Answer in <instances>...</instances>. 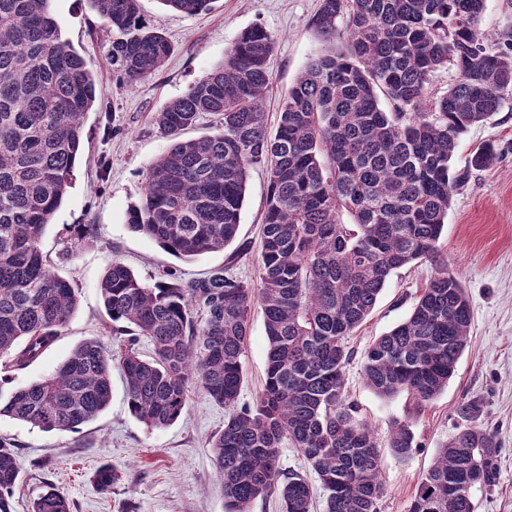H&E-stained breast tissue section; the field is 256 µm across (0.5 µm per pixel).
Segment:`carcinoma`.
Here are the masks:
<instances>
[{
  "instance_id": "carcinoma-1",
  "label": "carcinoma",
  "mask_w": 512,
  "mask_h": 512,
  "mask_svg": "<svg viewBox=\"0 0 512 512\" xmlns=\"http://www.w3.org/2000/svg\"><path fill=\"white\" fill-rule=\"evenodd\" d=\"M162 2L193 16L215 0ZM87 3L112 34L107 58L119 84L155 75L172 46L148 25L139 0ZM485 7L486 0H322L313 27L323 48L288 89L273 134L262 99L275 39L260 25L244 30L221 67L157 113L171 145L148 167L128 223L181 260L222 250L236 238L249 171L262 167L258 282L219 268L186 283L168 271L147 285L115 260L101 300L112 331L125 325L128 335L110 345L87 339L51 376L7 389L9 373L39 361L78 305L71 282L46 263L41 240L71 187L84 118L103 89L62 39L50 0H0V418L77 432L109 405L116 364L128 409L147 427L176 422L194 388L224 408V429L209 444L225 512H250L272 495L282 512H311L308 480L281 469L286 445L302 451L320 481L325 512H378L380 448L345 395V339L395 270L429 261L437 272L408 317L367 348L365 382L383 398L431 401L469 344L468 295L441 262L438 242L470 172L497 158L494 145H480L454 170L461 136L512 95V25L496 47L485 44ZM341 17L344 52L336 49ZM442 68L456 79L432 100L430 80ZM380 93L400 111H384ZM206 112L221 116L217 132L183 139ZM256 302L266 377L253 405L241 406ZM143 337L152 345L147 359L137 348ZM481 412L476 397L458 402L455 414L467 425L440 446L407 512H475L456 486L494 485L500 453L492 434L471 425ZM413 440L408 423L393 422L394 456L408 457ZM20 472L17 444L0 437V512H13ZM116 480L103 464L92 485L106 493ZM31 512L73 510L50 485Z\"/></svg>"
}]
</instances>
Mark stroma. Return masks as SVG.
<instances>
[{"label":"stroma","mask_w":512,"mask_h":512,"mask_svg":"<svg viewBox=\"0 0 512 512\" xmlns=\"http://www.w3.org/2000/svg\"><path fill=\"white\" fill-rule=\"evenodd\" d=\"M320 0H215L210 11L187 17L161 0H140L146 22L162 31L172 53L152 78L133 87H118L106 58L109 36L103 21L86 0H52L63 39L82 56L86 69L104 90L87 113L88 140L75 180L42 239L52 270L69 280L78 308L60 339L35 364L11 372V387L27 386L50 374L81 342L110 340L100 282L112 260L129 266L145 283L163 270L182 281L227 268L238 279L258 278L267 175L251 170L238 234L224 250L181 260L148 236L133 232L127 211L143 190V174L167 152L170 141L154 123V115L182 96L189 86L224 62L226 49L246 29L260 25L275 38L269 59L272 86L265 103L269 129H276L282 101L297 75L322 43L312 26ZM494 144L498 157L489 168L472 171L455 195L440 239L449 273L467 291L471 309L470 344L447 388L415 407L404 394L384 399L362 378L363 355L378 336L411 312L436 268L418 262L396 270L377 303L346 343L353 356L345 366L348 397L382 446L385 493L379 512H407L411 495L442 443L462 425L454 412L461 399L476 396L483 411L476 424L500 444L494 486L471 490L475 512H512V101L460 139L455 167H464L477 145ZM95 227L92 242L70 244V228ZM72 256H63L65 246ZM267 341L260 307H253L248 341L241 358L240 403L249 405L262 390ZM396 420L411 424L414 448L407 459L395 457L386 442ZM224 427V410L200 390H193L184 415L164 428L137 421L124 401L120 370L112 372L109 407L82 432H47L21 421L0 418V436L19 444L21 478L13 494L14 512H30L32 501L53 484L75 506V512H224V487L208 441ZM48 460L35 469L33 461ZM112 465L118 475L109 493L92 486L95 469Z\"/></svg>","instance_id":"obj_1"}]
</instances>
